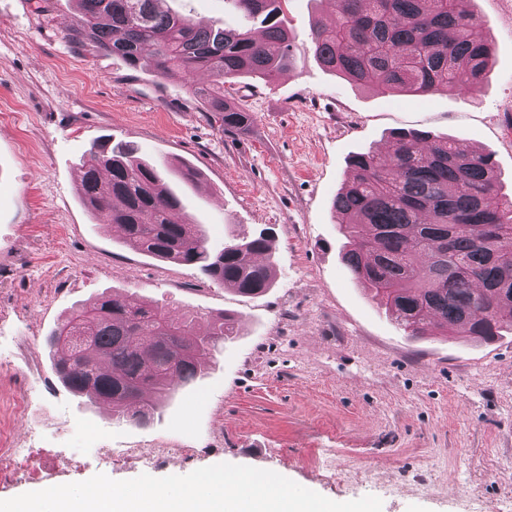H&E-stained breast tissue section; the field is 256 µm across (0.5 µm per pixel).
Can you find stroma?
Returning <instances> with one entry per match:
<instances>
[{"instance_id": "1", "label": "stroma", "mask_w": 512, "mask_h": 512, "mask_svg": "<svg viewBox=\"0 0 512 512\" xmlns=\"http://www.w3.org/2000/svg\"><path fill=\"white\" fill-rule=\"evenodd\" d=\"M468 7L494 46L488 81L413 99L323 69L309 31L331 19V0H288L292 64L273 83L228 86L254 121L227 133L193 93L206 73L159 79L68 40L77 0H0V433L32 451L0 499L218 463L336 502L375 496L382 512H499L512 499V334L407 336L343 265L332 207L351 157L386 154L399 130L490 155L512 191V0ZM106 135L202 173L185 205L210 245L269 230L274 287L241 294L102 226L78 184L85 150ZM115 292L191 313L202 330L224 312L237 322L206 373L144 428L73 397L45 348L72 310Z\"/></svg>"}]
</instances>
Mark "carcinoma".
Instances as JSON below:
<instances>
[{
    "label": "carcinoma",
    "mask_w": 512,
    "mask_h": 512,
    "mask_svg": "<svg viewBox=\"0 0 512 512\" xmlns=\"http://www.w3.org/2000/svg\"><path fill=\"white\" fill-rule=\"evenodd\" d=\"M229 2L245 25L202 26L160 9L157 0H79L67 37L89 39L157 78L174 68L207 72L211 83L194 94L219 127L239 130L253 117L226 100L225 85L243 75L274 81L289 68L292 35L284 19L288 0ZM329 2L334 19L310 26L317 61L382 95L471 93L492 66L493 45L465 0ZM171 172L194 186L201 180L196 169L148 161L127 142L95 140L81 163L79 192L132 249L193 267L241 294L270 288V236H235L211 250L204 225L188 214L175 218L182 199L168 182ZM333 209L345 238L344 266L407 335L437 329L490 341L512 331V198L502 192L491 156L428 132L399 131L388 154L351 159ZM74 332L87 343L57 342ZM235 332L227 314L201 332L193 315L114 294L74 309L45 346L72 395L106 402L112 420L144 428Z\"/></svg>",
    "instance_id": "obj_1"
}]
</instances>
